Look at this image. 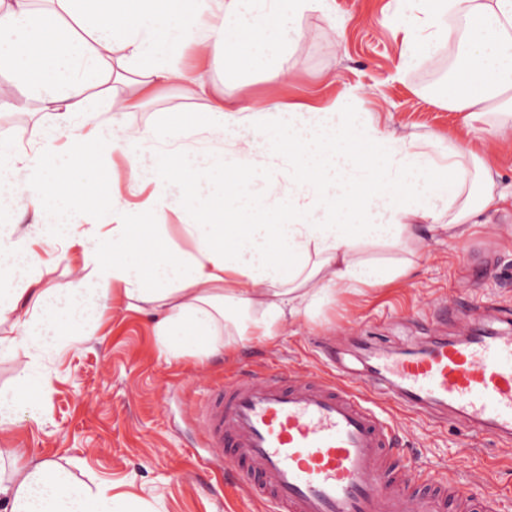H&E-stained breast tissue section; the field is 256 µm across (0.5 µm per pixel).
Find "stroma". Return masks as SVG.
<instances>
[{
  "mask_svg": "<svg viewBox=\"0 0 512 512\" xmlns=\"http://www.w3.org/2000/svg\"><path fill=\"white\" fill-rule=\"evenodd\" d=\"M393 0H331L326 12L275 20L290 47L279 62L283 83L262 69L233 61L212 71L224 102L254 112L285 105L335 104L340 112H375L390 128L447 142L463 113L437 106L445 86L440 65H400L406 16ZM176 87L159 90L134 114L113 113L115 124L178 126L196 112ZM512 319V203L478 216L461 240L429 243L411 273L364 296L342 294L311 315L287 324L269 342L249 341L206 358L168 352L151 317L121 309L82 321L80 331L31 359L0 353V391H17L29 376H44L36 412L0 432V448L15 457L0 474L49 460L74 480L141 504L144 512H266L222 474L196 421L209 389L240 371L273 366L289 374L321 375L322 343L333 340L343 360L367 379L377 350L407 352L430 336L460 337L479 323ZM397 441L391 455L431 471L449 467L457 487L496 496L512 512V449L490 433L453 420L438 425L391 407Z\"/></svg>",
  "mask_w": 512,
  "mask_h": 512,
  "instance_id": "35a3bbf8",
  "label": "stroma"
}]
</instances>
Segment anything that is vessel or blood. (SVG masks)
Instances as JSON below:
<instances>
[{
    "instance_id": "obj_1",
    "label": "vessel or blood",
    "mask_w": 512,
    "mask_h": 512,
    "mask_svg": "<svg viewBox=\"0 0 512 512\" xmlns=\"http://www.w3.org/2000/svg\"><path fill=\"white\" fill-rule=\"evenodd\" d=\"M439 409L512 444V331L470 329L408 353H383L363 387L344 370L245 371L211 389L199 414L207 447L250 502L279 512H448V475L394 462L380 395Z\"/></svg>"
}]
</instances>
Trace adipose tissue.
I'll return each mask as SVG.
<instances>
[{
  "label": "adipose tissue",
  "mask_w": 512,
  "mask_h": 512,
  "mask_svg": "<svg viewBox=\"0 0 512 512\" xmlns=\"http://www.w3.org/2000/svg\"><path fill=\"white\" fill-rule=\"evenodd\" d=\"M0 0V112H34L44 139L65 141L57 156L25 151L23 130L0 141V350L44 353L78 323L88 297L111 308L158 314L155 331L176 354L207 356L244 340H271L287 321L331 296L364 294L415 266L426 240L465 237L476 216L512 199L500 190L483 149L512 138V0H396L413 11L402 65L434 63L456 48L452 77L438 97L465 122L447 145L382 127L378 115L287 106L277 115L232 109L211 79L233 56L283 81V51L269 21L302 18L328 0ZM464 19L457 29L456 19ZM190 49L194 62L174 54ZM200 112L184 126L99 120L88 91L107 112H133L166 86ZM251 128L240 143L235 129ZM206 135L209 149L184 148ZM120 154L128 176L109 179L101 211L88 159ZM288 164V194L257 186L273 160ZM35 235L14 236L24 214ZM172 214L193 245L172 261L156 219ZM77 248L81 276L53 288L45 273ZM375 247L402 258L368 259ZM9 512H142L110 487L70 481L43 461L0 481Z\"/></svg>",
  "instance_id": "ef3b65f1"
}]
</instances>
